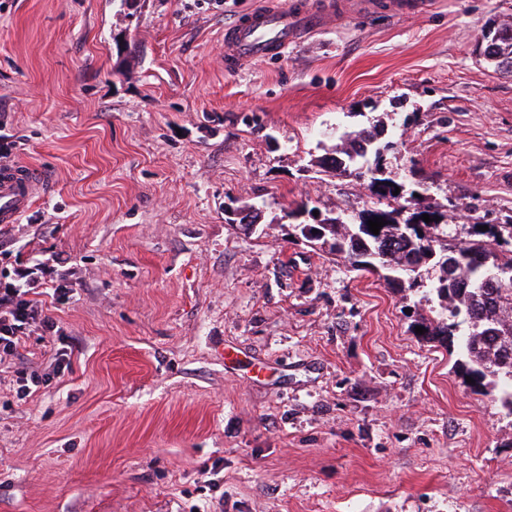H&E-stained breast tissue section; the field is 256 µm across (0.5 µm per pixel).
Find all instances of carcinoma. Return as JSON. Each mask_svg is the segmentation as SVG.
Masks as SVG:
<instances>
[{"instance_id":"obj_1","label":"carcinoma","mask_w":512,"mask_h":512,"mask_svg":"<svg viewBox=\"0 0 512 512\" xmlns=\"http://www.w3.org/2000/svg\"><path fill=\"white\" fill-rule=\"evenodd\" d=\"M499 39L483 50L493 71L512 76V17L498 20ZM393 150L396 142L382 139V132L364 130L343 141L334 152L318 160V166L339 177L362 176L356 156L365 161L379 157L383 149ZM367 169L369 184L379 207L364 209L349 223L338 214L324 218L326 227L300 221L313 215L300 203L288 213L296 220L297 235L313 249L342 259L355 271H385L383 278L399 292H419L425 300L437 299L439 317L432 322L417 321L426 329L423 338L448 348L458 356L464 375L497 392L501 406L512 416V323L504 314L512 308V278L490 286L483 282L484 269L497 266L512 270V215L502 224L485 222L488 230L472 224L467 238L459 240L448 229V213L471 210L460 198L444 204L410 209L403 203L406 183ZM398 194H393V191ZM384 220L379 234L369 230L370 214ZM427 214L431 222L422 220ZM418 224L422 233L411 234L405 225ZM322 232H316V229Z\"/></svg>"}]
</instances>
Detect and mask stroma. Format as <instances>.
Wrapping results in <instances>:
<instances>
[{"label":"stroma","mask_w":512,"mask_h":512,"mask_svg":"<svg viewBox=\"0 0 512 512\" xmlns=\"http://www.w3.org/2000/svg\"><path fill=\"white\" fill-rule=\"evenodd\" d=\"M273 1L0 0V167L54 183L0 234V272H73L40 296L58 333L0 358V512H512V416L413 330L434 305L287 217L377 206L316 164L377 124L426 180L414 206L512 213V77L477 51L512 0H304L323 29L227 67L225 25ZM66 336L70 372L18 399Z\"/></svg>","instance_id":"1"}]
</instances>
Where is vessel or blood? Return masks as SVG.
<instances>
[{"label": "vessel or blood", "mask_w": 512, "mask_h": 512, "mask_svg": "<svg viewBox=\"0 0 512 512\" xmlns=\"http://www.w3.org/2000/svg\"><path fill=\"white\" fill-rule=\"evenodd\" d=\"M323 11L293 0L287 6L267 5L239 16L224 30L229 66L287 53L303 35L321 29ZM41 189L37 171L25 164L0 168V225L19 223L30 210Z\"/></svg>", "instance_id": "vessel-or-blood-1"}]
</instances>
